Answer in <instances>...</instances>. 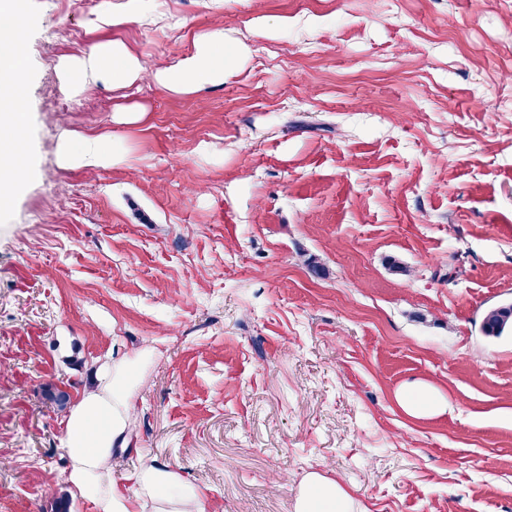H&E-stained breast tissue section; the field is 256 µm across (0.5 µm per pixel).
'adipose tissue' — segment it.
<instances>
[{
    "mask_svg": "<svg viewBox=\"0 0 512 512\" xmlns=\"http://www.w3.org/2000/svg\"><path fill=\"white\" fill-rule=\"evenodd\" d=\"M19 0H0V130L25 126L27 114L20 106L19 88L26 70L21 53L22 29L14 18ZM236 63L234 52L224 45L222 31L198 42L195 52L176 69L155 72L162 86L174 91H191L223 81L227 69ZM110 74L113 83L125 86L139 79L148 69L144 60L130 55L121 43L101 46L82 62ZM134 370L113 376L105 391L82 393L63 419V446L70 460L69 483L81 493L95 496L97 512H136L140 498L149 497L165 504V512H199L200 490L182 472L154 462L128 472V489L110 487L99 492L106 462L122 436L133 409L130 387ZM348 490L327 473L314 471L302 480L296 512H347Z\"/></svg>",
    "mask_w": 512,
    "mask_h": 512,
    "instance_id": "1",
    "label": "adipose tissue"
}]
</instances>
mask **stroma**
Returning a JSON list of instances; mask_svg holds the SVG:
<instances>
[{
	"label": "stroma",
	"instance_id": "obj_1",
	"mask_svg": "<svg viewBox=\"0 0 512 512\" xmlns=\"http://www.w3.org/2000/svg\"><path fill=\"white\" fill-rule=\"evenodd\" d=\"M147 3L22 0L0 512H97L43 391L132 365L116 487L154 461L203 512H295L325 469L349 512H512V334L480 329L512 302V0ZM218 29L239 60L190 93L65 68L117 41L173 69ZM415 382L445 411L408 416Z\"/></svg>",
	"mask_w": 512,
	"mask_h": 512
}]
</instances>
